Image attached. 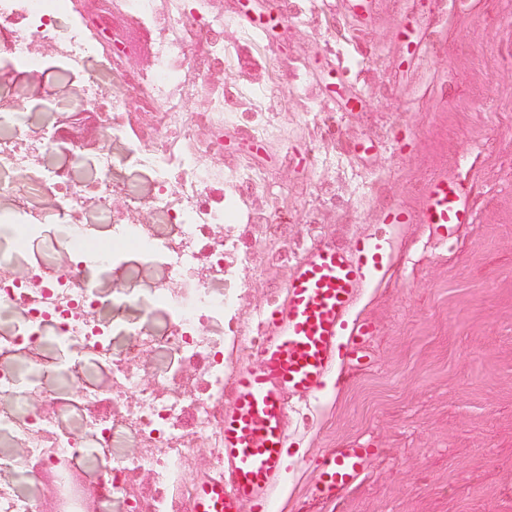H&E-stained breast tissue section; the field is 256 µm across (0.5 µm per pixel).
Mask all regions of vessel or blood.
<instances>
[{"instance_id":"1","label":"vessel or blood","mask_w":512,"mask_h":512,"mask_svg":"<svg viewBox=\"0 0 512 512\" xmlns=\"http://www.w3.org/2000/svg\"><path fill=\"white\" fill-rule=\"evenodd\" d=\"M388 235L358 240L353 251L316 247L300 258L281 306L260 316L264 341L256 361L239 370L224 407V474L196 487L193 512H278L291 401H308L322 389L345 353L357 368L370 364L371 323L350 322L364 288L384 276L399 250L405 224L427 225L438 240L457 236L474 211L453 175L431 180L419 212L396 205L383 210ZM378 451L339 448L327 457L314 486L325 500L355 485Z\"/></svg>"}]
</instances>
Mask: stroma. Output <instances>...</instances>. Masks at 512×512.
<instances>
[{"instance_id": "35a3bbf8", "label": "stroma", "mask_w": 512, "mask_h": 512, "mask_svg": "<svg viewBox=\"0 0 512 512\" xmlns=\"http://www.w3.org/2000/svg\"><path fill=\"white\" fill-rule=\"evenodd\" d=\"M271 9L281 24L251 32ZM180 10L193 27L172 28ZM415 20L425 57L397 67L399 31ZM109 25L144 80L159 34L186 41L173 61L186 80L178 112L131 104L126 132L86 161L157 126L205 147L212 191L238 209L224 227L237 244L225 335H257L309 248L388 234L380 211H419L433 177L458 175L473 202L475 222L454 240L404 225L394 266L353 313L376 328L372 365L338 360L315 398L292 403L282 512H512V0H378L369 25L336 0H156L148 22L112 0ZM213 42L223 59L200 53ZM217 97L225 112L211 123ZM365 443L380 453L360 485L318 499V462Z\"/></svg>"}]
</instances>
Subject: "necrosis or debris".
<instances>
[{
	"label": "necrosis or debris",
	"mask_w": 512,
	"mask_h": 512,
	"mask_svg": "<svg viewBox=\"0 0 512 512\" xmlns=\"http://www.w3.org/2000/svg\"><path fill=\"white\" fill-rule=\"evenodd\" d=\"M74 0H0V54L33 68L30 45L55 43L69 72L84 70L99 49L73 19ZM183 41L163 37L152 92L174 97L181 71L172 58ZM124 74L106 68L85 97L116 90L101 137L116 138L127 99ZM51 114L0 111V193L20 223L0 226V512H192L189 474L224 469V235L231 207L209 199L208 168L159 132L150 148L133 144L135 163L152 174L149 194L113 180L117 162L103 153L90 170L80 148L56 161ZM179 191L169 194L170 181ZM123 196L124 216L112 209ZM150 208L152 224L135 223ZM59 226L41 257L22 260L15 241ZM143 252L156 275L138 287V267L89 259L75 239L104 234Z\"/></svg>",
	"instance_id": "obj_1"
}]
</instances>
